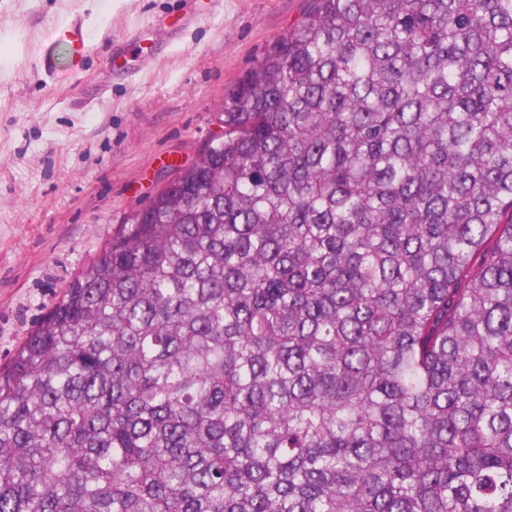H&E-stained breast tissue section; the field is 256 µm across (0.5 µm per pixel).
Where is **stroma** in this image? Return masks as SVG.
<instances>
[{"label":"stroma","mask_w":512,"mask_h":512,"mask_svg":"<svg viewBox=\"0 0 512 512\" xmlns=\"http://www.w3.org/2000/svg\"><path fill=\"white\" fill-rule=\"evenodd\" d=\"M311 0H0V364L215 132L237 79ZM91 33L71 73L57 32ZM128 48L113 64L115 44ZM51 57L60 74L39 63Z\"/></svg>","instance_id":"35a3bbf8"}]
</instances>
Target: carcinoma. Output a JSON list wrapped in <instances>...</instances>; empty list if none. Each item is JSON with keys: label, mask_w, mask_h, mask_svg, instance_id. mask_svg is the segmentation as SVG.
<instances>
[{"label": "carcinoma", "mask_w": 512, "mask_h": 512, "mask_svg": "<svg viewBox=\"0 0 512 512\" xmlns=\"http://www.w3.org/2000/svg\"><path fill=\"white\" fill-rule=\"evenodd\" d=\"M0 367V512H512V0H313Z\"/></svg>", "instance_id": "1"}]
</instances>
